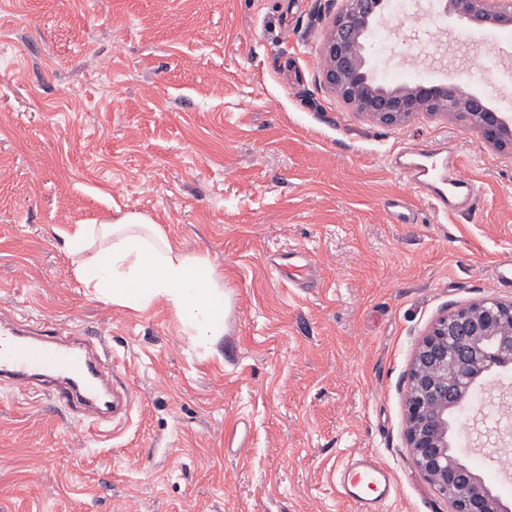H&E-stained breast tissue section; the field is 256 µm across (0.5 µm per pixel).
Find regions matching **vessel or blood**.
<instances>
[{"label":"vessel or blood","instance_id":"obj_1","mask_svg":"<svg viewBox=\"0 0 512 512\" xmlns=\"http://www.w3.org/2000/svg\"><path fill=\"white\" fill-rule=\"evenodd\" d=\"M415 156V161L397 165L403 180L438 210L471 206L475 189L469 179L457 173V159L443 149L419 150ZM314 264L312 255L299 251L280 255L272 267L298 285L309 280ZM94 347L89 333L61 331L50 319L1 321L0 385L13 389L36 381L56 407L74 413L82 407H95L98 417L86 424L85 431L102 435L108 425L127 419L133 393L112 360L96 356ZM337 484L342 497L353 502L357 512H386L396 494L389 472L375 458L361 453L341 466Z\"/></svg>","mask_w":512,"mask_h":512}]
</instances>
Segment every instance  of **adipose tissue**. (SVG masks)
I'll return each instance as SVG.
<instances>
[{"label":"adipose tissue","mask_w":512,"mask_h":512,"mask_svg":"<svg viewBox=\"0 0 512 512\" xmlns=\"http://www.w3.org/2000/svg\"><path fill=\"white\" fill-rule=\"evenodd\" d=\"M102 247L88 249L93 239ZM76 256L74 275L87 292L112 304L142 311L158 301L203 341L224 333V291L206 258L185 254L161 225L129 213L114 223L79 224L66 235Z\"/></svg>","instance_id":"1"}]
</instances>
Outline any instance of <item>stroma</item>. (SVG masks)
Returning a JSON list of instances; mask_svg holds the SVG:
<instances>
[{"mask_svg":"<svg viewBox=\"0 0 512 512\" xmlns=\"http://www.w3.org/2000/svg\"><path fill=\"white\" fill-rule=\"evenodd\" d=\"M331 0H0V317L82 327L136 395L102 442L43 394L0 393V512H356L349 454L397 487L388 512H448L405 446L407 375L449 308L512 299V152L460 115L388 127L321 83ZM503 28L432 12L390 19L368 71L396 87L456 82L512 110ZM456 154L478 195L434 210L394 172L407 149ZM140 213L235 287L209 343L162 302L87 294L65 235ZM305 250L314 287L273 253ZM512 365L454 415L486 484L512 470L470 424L498 426Z\"/></svg>","mask_w":512,"mask_h":512,"instance_id":"1","label":"stroma"}]
</instances>
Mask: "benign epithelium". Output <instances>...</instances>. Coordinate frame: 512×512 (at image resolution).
Returning <instances> with one entry per match:
<instances>
[{
    "label": "benign epithelium",
    "instance_id": "1",
    "mask_svg": "<svg viewBox=\"0 0 512 512\" xmlns=\"http://www.w3.org/2000/svg\"><path fill=\"white\" fill-rule=\"evenodd\" d=\"M321 77L326 88L357 112L383 125L417 112H464L499 150L512 151V113L455 83L386 88L367 70L365 41L388 13L387 0H335ZM436 15L475 25L512 23V0H432ZM512 363V300L485 297L437 318L419 343L408 375L405 440L413 466L448 502V512H507L484 480L454 448V412L481 379ZM511 431L484 434L489 452L511 445Z\"/></svg>",
    "mask_w": 512,
    "mask_h": 512
}]
</instances>
